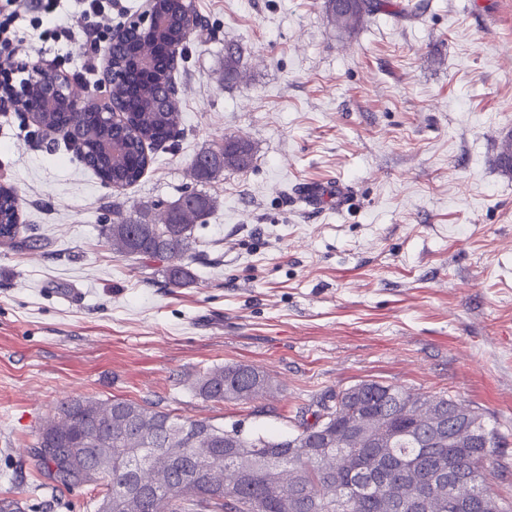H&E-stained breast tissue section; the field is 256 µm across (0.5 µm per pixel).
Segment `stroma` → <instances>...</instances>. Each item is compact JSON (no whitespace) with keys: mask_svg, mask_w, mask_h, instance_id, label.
Instances as JSON below:
<instances>
[{"mask_svg":"<svg viewBox=\"0 0 512 512\" xmlns=\"http://www.w3.org/2000/svg\"><path fill=\"white\" fill-rule=\"evenodd\" d=\"M415 16H367L341 34L325 0H194L196 30L174 73L178 136L122 191L15 108L0 112V184L21 199L37 248L0 246V499L26 512H95L99 487H56L30 457L66 399L153 403L245 434H288L298 408L364 380L470 404L502 436L485 464L512 501V0H393ZM56 18L17 22L18 59L73 77L108 39H44ZM243 81L225 87L224 51ZM251 141L244 172L197 185L190 162L224 135ZM341 181L346 205L293 199ZM200 189L192 281L162 259L122 256L101 226ZM242 363L273 389L241 405L200 396L198 377Z\"/></svg>","mask_w":512,"mask_h":512,"instance_id":"stroma-1","label":"stroma"}]
</instances>
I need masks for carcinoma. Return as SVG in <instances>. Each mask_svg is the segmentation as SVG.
<instances>
[{
	"instance_id": "cac0c4a2",
	"label": "carcinoma",
	"mask_w": 512,
	"mask_h": 512,
	"mask_svg": "<svg viewBox=\"0 0 512 512\" xmlns=\"http://www.w3.org/2000/svg\"><path fill=\"white\" fill-rule=\"evenodd\" d=\"M326 7L344 34L376 12L407 16L415 9L407 5L395 10L391 0H327ZM154 8L169 17L168 28L161 33L133 28L112 50V65L128 73L127 82L112 87L113 100L129 114L119 163L103 152L114 129L95 104L85 105L77 116L64 101L47 110L42 102H33L43 132L75 127L76 137L68 142L75 145L76 156L119 190L143 177L151 162L147 151L165 143L181 125L171 71L196 28L183 27L180 0H155ZM143 55L153 59L150 74L134 68V60ZM243 78L240 55L225 54L224 85ZM252 161L251 142L226 135L193 159L191 176L210 183L226 169L247 170ZM215 205L214 197L187 191L166 207L161 223L122 220L103 225L102 236L120 255L170 260L166 282L181 287L192 279V228L206 223ZM19 206L15 191L1 185V246L33 240L32 227L19 222ZM196 385L206 399L247 404L267 394L271 380L253 366L226 364L206 372ZM332 399L333 405L316 411L300 408L295 434L248 437L236 426L182 419L150 403L76 397L60 402L44 421L32 457L61 488L103 486L97 512H124L122 494L140 490L141 467L147 464L155 489L145 495L143 512H398L384 505L385 494L395 487L409 495L422 493L440 468L468 481L459 491L485 492L483 465L496 455L501 436L479 412L470 410L476 434L469 446L420 448L412 413L427 403L446 409L460 401L376 380L340 390ZM372 410L384 417L387 441L382 448L361 447L345 434L349 418ZM71 448L81 453L73 455ZM450 484L446 479L430 490L431 512H448Z\"/></svg>"
}]
</instances>
